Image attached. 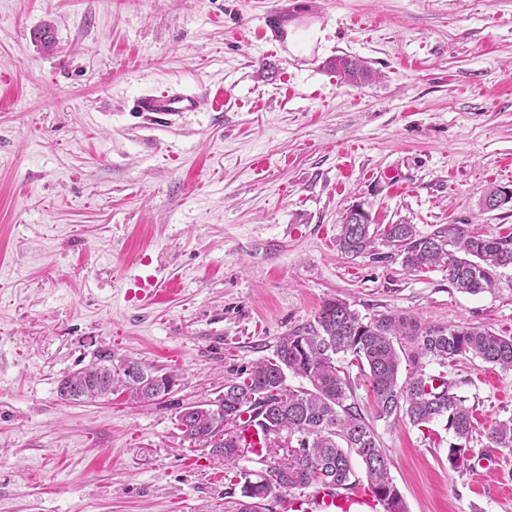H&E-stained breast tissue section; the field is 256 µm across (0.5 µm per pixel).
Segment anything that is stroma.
<instances>
[{
  "instance_id": "obj_1",
  "label": "stroma",
  "mask_w": 512,
  "mask_h": 512,
  "mask_svg": "<svg viewBox=\"0 0 512 512\" xmlns=\"http://www.w3.org/2000/svg\"><path fill=\"white\" fill-rule=\"evenodd\" d=\"M287 8L282 40L261 27ZM53 27L47 51L33 38ZM365 61L351 86L330 62ZM172 86L224 104L160 120ZM512 0H0V512H225L233 470L176 415L273 358L325 300L512 336V269L495 292L404 270L392 249L348 257L340 219L423 234L512 232ZM160 268L173 290L131 298ZM112 352L178 381L154 402L58 385ZM445 372L473 410L469 459L442 423L375 421L407 512H512V371Z\"/></svg>"
}]
</instances>
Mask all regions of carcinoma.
<instances>
[{
    "label": "carcinoma",
    "mask_w": 512,
    "mask_h": 512,
    "mask_svg": "<svg viewBox=\"0 0 512 512\" xmlns=\"http://www.w3.org/2000/svg\"><path fill=\"white\" fill-rule=\"evenodd\" d=\"M332 68L352 85L373 76L364 61L350 56L336 58ZM380 241L396 249L410 272L448 267L449 283L469 294L492 291L500 271L512 269V233L485 235L464 224H451L423 235L412 224L378 227L362 210L346 209L337 237L342 253H370ZM463 356L512 370V336L476 327L426 325L399 311L365 319L347 302L329 299L313 324L280 338L275 358L254 364L242 380H226L214 404L182 409L176 420L185 439L232 468L246 456L239 441L243 415H249L250 425L264 435V469L238 470L240 499L231 502V512H259L262 501L279 499L292 489H349L355 485V456L364 465L368 490L384 512H406L370 418H401L419 429L443 421L456 439L469 441L472 410L451 392L443 374L428 373L423 365L425 359L446 365ZM97 359L94 366L60 381L62 399L105 398L119 383L133 398L149 402L176 386L177 375L142 362H127L122 375L116 376L112 353L101 351ZM341 359L366 377L371 410L357 400L349 372L337 365ZM404 361L411 371L403 380ZM290 375L304 384L288 385ZM488 440L492 448H512V419L494 427Z\"/></svg>",
    "instance_id": "obj_1"
}]
</instances>
